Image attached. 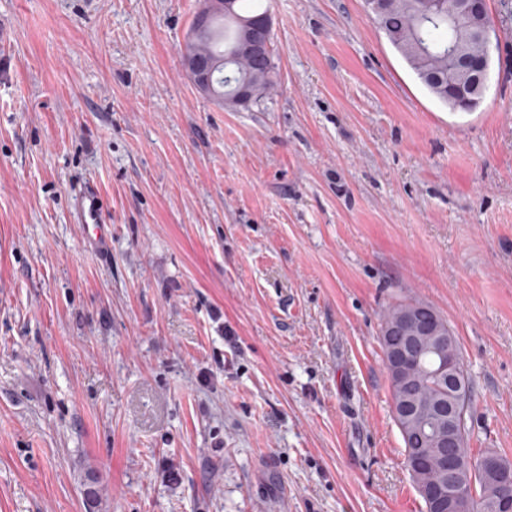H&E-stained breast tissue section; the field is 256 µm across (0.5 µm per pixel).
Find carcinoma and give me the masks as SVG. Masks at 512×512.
<instances>
[{
    "mask_svg": "<svg viewBox=\"0 0 512 512\" xmlns=\"http://www.w3.org/2000/svg\"><path fill=\"white\" fill-rule=\"evenodd\" d=\"M240 0H230L224 8L209 3L194 19L185 57L198 59L204 64L203 73L188 69L193 81L202 84L201 91L222 101L229 107L243 106L263 98L273 85L275 63L273 48L262 53L250 49L249 26L268 18L261 9V0H249L248 10L238 11ZM459 15L455 0H387L380 14L372 21L384 32L420 82L441 102L452 110L462 109L466 102H479L484 91L469 88L455 71L448 56V43H453L462 54L479 56L484 46L474 24L462 17L453 27L448 16ZM415 315L429 322L448 325V321L429 304L417 300H400L388 307L382 319L379 337L382 352L389 349V341L396 337L385 335L386 329L399 325L405 316ZM455 362L457 371L453 381L435 373L439 361L438 350ZM419 361L407 370L406 379L389 378L392 405L410 396L425 408H448V402L468 399L473 404L472 383L464 368L456 336L438 339L433 336L419 338ZM404 442V459L409 476L425 504L426 512H438V506L425 493L424 488L448 482L449 475L438 463L441 448L430 438L431 431L423 421H409L394 416ZM470 426L448 449V455L473 465L463 477L474 486L472 512H499L502 499L512 498V462L488 448L479 455L469 448ZM416 456L427 459L425 468L416 470L410 461Z\"/></svg>",
    "mask_w": 512,
    "mask_h": 512,
    "instance_id": "1",
    "label": "carcinoma"
}]
</instances>
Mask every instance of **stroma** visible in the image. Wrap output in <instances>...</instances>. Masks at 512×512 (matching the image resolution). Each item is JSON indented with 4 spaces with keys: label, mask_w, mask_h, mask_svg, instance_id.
I'll return each mask as SVG.
<instances>
[{
    "label": "stroma",
    "mask_w": 512,
    "mask_h": 512,
    "mask_svg": "<svg viewBox=\"0 0 512 512\" xmlns=\"http://www.w3.org/2000/svg\"><path fill=\"white\" fill-rule=\"evenodd\" d=\"M262 5L274 84L231 109L184 67L203 0H0V512H424L379 344L405 298L512 460V6L454 112L365 0ZM102 208L101 196L93 188H88L79 203V223L87 230L92 228L93 233L87 237V242L100 250L106 248L108 241L107 226L100 224Z\"/></svg>",
    "instance_id": "stroma-1"
}]
</instances>
